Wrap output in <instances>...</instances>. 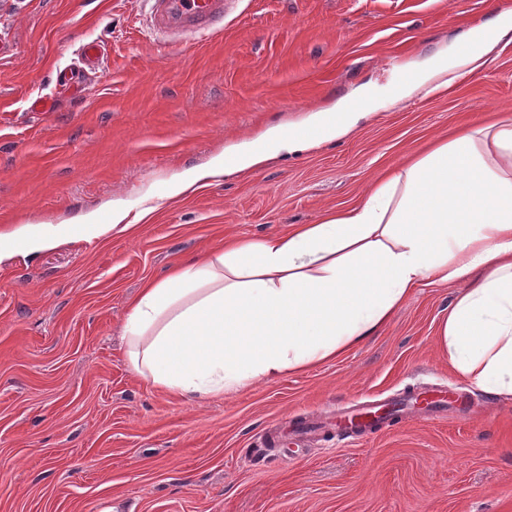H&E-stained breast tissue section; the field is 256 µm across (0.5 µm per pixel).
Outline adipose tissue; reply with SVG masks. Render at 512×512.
Masks as SVG:
<instances>
[{
    "label": "adipose tissue",
    "instance_id": "ef3b65f1",
    "mask_svg": "<svg viewBox=\"0 0 512 512\" xmlns=\"http://www.w3.org/2000/svg\"><path fill=\"white\" fill-rule=\"evenodd\" d=\"M512 31L497 14L467 35L462 56L433 58L402 86L409 95L449 66L465 67ZM317 114L311 132L273 136L296 154L346 134L373 112ZM233 164L172 184L169 197ZM463 282L437 336L472 386L512 397V119L472 123L377 179L354 206L254 240H230L146 280L123 325L126 362L157 390L198 402L335 360L374 336L422 283Z\"/></svg>",
    "mask_w": 512,
    "mask_h": 512
}]
</instances>
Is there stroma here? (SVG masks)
I'll return each mask as SVG.
<instances>
[{"mask_svg":"<svg viewBox=\"0 0 512 512\" xmlns=\"http://www.w3.org/2000/svg\"><path fill=\"white\" fill-rule=\"evenodd\" d=\"M512 0H236L222 36L170 49L144 0H0V235L109 223L153 193L130 231L69 236L0 259V512H512V399L465 382L436 349L462 285H424L376 336L334 361L198 404L124 359L127 302L145 280L227 237L258 239L356 204L371 182L471 122L512 118V41L401 102V75ZM91 78L57 86L82 43ZM379 107L345 137L206 180L273 131L308 129L361 86ZM48 98L47 112L31 111ZM462 392L364 437L275 430L386 392Z\"/></svg>","mask_w":512,"mask_h":512,"instance_id":"stroma-1","label":"stroma"}]
</instances>
